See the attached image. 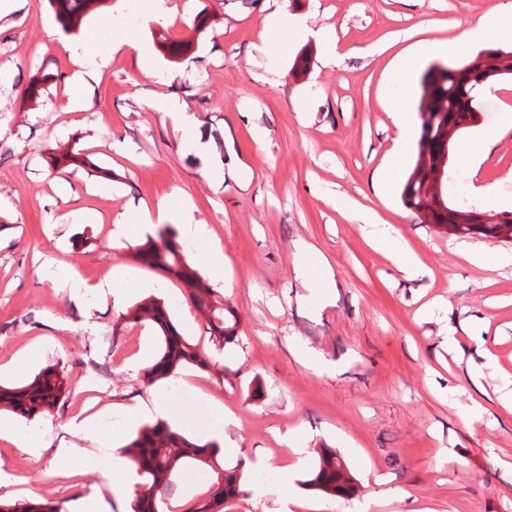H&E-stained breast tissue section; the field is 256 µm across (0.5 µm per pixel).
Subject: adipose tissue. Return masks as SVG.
Instances as JSON below:
<instances>
[{
	"instance_id": "obj_1",
	"label": "adipose tissue",
	"mask_w": 512,
	"mask_h": 512,
	"mask_svg": "<svg viewBox=\"0 0 512 512\" xmlns=\"http://www.w3.org/2000/svg\"><path fill=\"white\" fill-rule=\"evenodd\" d=\"M112 25V17L107 16L101 20L94 34L80 40L59 41L57 50L69 59L72 69L64 94L55 102L56 111H89V92L93 84L101 81L113 53L121 46L135 49V66L140 77L148 79L154 76L158 63L151 46L143 40L140 28L129 31L121 41L115 42L108 38ZM490 35L512 42V0H501L498 6L478 18L476 22L466 24L452 42L430 39L418 41L413 50L403 55L399 61L396 71L397 84L401 86L406 83L423 59L444 54L451 48L457 50L466 47ZM387 108L396 134L373 178L374 193L382 200L386 199L401 172L413 132L404 91L400 89L392 94L387 102ZM497 139L496 133H484L478 137L475 144L464 147L459 153L460 159L467 164L471 176L476 179L472 186L473 192L488 200L499 199L500 186L479 180L478 174ZM346 213L350 221L367 227L373 249L393 256L400 271L406 275H422L424 265L417 254L401 240L393 225L387 224L374 208L354 202L347 206Z\"/></svg>"
}]
</instances>
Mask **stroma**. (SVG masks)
<instances>
[{"label":"stroma","mask_w":512,"mask_h":512,"mask_svg":"<svg viewBox=\"0 0 512 512\" xmlns=\"http://www.w3.org/2000/svg\"><path fill=\"white\" fill-rule=\"evenodd\" d=\"M501 0H288L289 22L331 28L328 45L296 38L269 57L255 48L262 0H168L190 4L187 22L150 24L145 35L159 60L139 79L133 51L122 48L91 92L89 111H52L70 75L57 41L83 36L113 14V39L138 26L154 0H103L75 32L63 30L48 0H20L0 23V384L18 385L60 365L66 393L52 410L26 419L0 412V429L39 432L43 445L20 448L0 439V500L34 496L69 506L81 491L108 497L123 512L127 493L110 490L95 472L61 468L59 449H90L69 429L74 401L93 391L112 427L107 455L119 457L135 428L123 408L155 392L169 402L175 428L199 439L213 408L229 412L222 455L242 466L244 493L226 512H281L277 488L293 456L288 436L305 450L291 475L300 507L293 512H398L391 491L454 512H512V411L496 392L512 382V266L477 267L462 251L512 253V242L463 237L405 207L401 188L388 204L372 176L395 135L386 101L410 32L451 40L459 24ZM40 77V95L26 94ZM164 92L186 103L209 140L207 155L184 149L169 117L148 105ZM473 127L450 145L443 197L459 206L502 211L477 202L459 160L461 142L498 125L512 109V79L481 96ZM267 130L257 145L254 126ZM74 149L86 164L52 167V153ZM255 178L244 182L241 174ZM375 207L420 256L425 273L400 272L392 256L372 249L362 225L331 204L334 195ZM165 200L172 215L193 207L209 224L220 266L204 264L209 246L175 235L189 265L234 313V343L217 349L207 320L183 283L134 256L136 233L115 237L110 223L135 225L138 208ZM320 255L308 284L296 280L303 246ZM77 265L93 284L113 267L120 304L74 298L58 261ZM336 285L324 287L326 273ZM160 299L179 331L210 358L147 382L141 350L158 354L152 322L134 325L127 311ZM455 329L457 343L443 336ZM113 353H106L104 340ZM494 357L482 375V352ZM336 448L355 477V496L330 497L308 487L316 450ZM452 452L441 464L442 449Z\"/></svg>","instance_id":"1"}]
</instances>
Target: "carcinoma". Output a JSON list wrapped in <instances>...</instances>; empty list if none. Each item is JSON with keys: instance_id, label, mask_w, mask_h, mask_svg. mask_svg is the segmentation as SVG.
Returning <instances> with one entry per match:
<instances>
[{"instance_id": "cac0c4a2", "label": "carcinoma", "mask_w": 512, "mask_h": 512, "mask_svg": "<svg viewBox=\"0 0 512 512\" xmlns=\"http://www.w3.org/2000/svg\"><path fill=\"white\" fill-rule=\"evenodd\" d=\"M56 19L70 31L76 28L84 10L99 0H49ZM512 77V51L499 48L484 49L461 63L443 67L433 64L423 73L418 105L420 138L414 167L402 190L405 206L422 211L423 189L433 179L449 157L448 130L453 135L472 127L480 112L478 92L497 79ZM484 212L445 205L435 212L432 220L446 224L460 234H482L499 237L500 225L483 222ZM168 229L158 231L157 238H148L136 248L141 261L161 269L183 282L192 303L207 314V329L214 345L222 348L234 340L236 325L231 323V310L222 302L212 301L213 289L184 260L179 247L166 239ZM150 319L162 333V349L155 362L145 369L147 381L170 376L178 366L190 363L208 368L210 360L200 348L188 341L173 325L167 311L156 299L145 300L130 309L124 319L139 323ZM66 391L64 371L50 365L29 381L13 386L0 385V408L32 419L53 408ZM129 460L137 471L148 477L145 490L136 494L133 512H166L164 502L157 499L155 489L165 486L171 474L180 467L192 464L207 466L217 480L205 496L195 500L187 512H220L224 505L235 501L240 490L242 473L225 468L217 460L216 444H200L165 422L142 427L126 445ZM308 486L326 495H349L356 490L354 479L336 449H318L313 478ZM0 512H64L62 507L37 497L17 503L0 502Z\"/></svg>"}]
</instances>
